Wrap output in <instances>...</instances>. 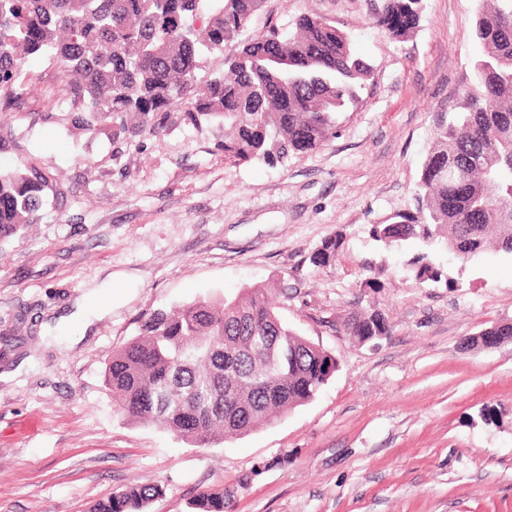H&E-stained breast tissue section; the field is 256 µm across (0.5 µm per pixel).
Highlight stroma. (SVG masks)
<instances>
[{
    "instance_id": "1",
    "label": "stroma",
    "mask_w": 512,
    "mask_h": 512,
    "mask_svg": "<svg viewBox=\"0 0 512 512\" xmlns=\"http://www.w3.org/2000/svg\"><path fill=\"white\" fill-rule=\"evenodd\" d=\"M377 4L265 0L251 19L248 37L315 11L373 68L334 137L274 165L225 160L215 125L172 118L158 140L70 129L60 67L28 60L0 166L53 189L0 244V512H90L134 482L165 487L149 512H189L222 487L234 512H512V343L460 347L512 323V255L438 251L449 281L422 286L412 252L370 232L415 208L434 119L473 83L479 0H423L404 41L373 24ZM337 234L335 262L314 267ZM266 282L337 360L310 402L211 448L117 414L105 364L145 313ZM92 292L85 329L75 312ZM370 309L390 333L360 345L340 321Z\"/></svg>"
}]
</instances>
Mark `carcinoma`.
<instances>
[{"label":"carcinoma","instance_id":"carcinoma-1","mask_svg":"<svg viewBox=\"0 0 512 512\" xmlns=\"http://www.w3.org/2000/svg\"><path fill=\"white\" fill-rule=\"evenodd\" d=\"M264 0H0V103L13 98L27 58L43 55L64 72L74 128L99 134L159 138L164 121L180 118L224 128V157L235 163L282 161L312 152L334 135L336 115L354 104L371 65L350 36L318 14L291 30L272 28L225 59L201 82L205 52L237 38ZM422 0H380L373 22L394 39L417 28ZM474 87L461 110L436 117L421 165L415 210L373 227L388 249L410 248L415 279L445 278L432 253L463 263L494 244L512 255V0H480ZM467 166L469 187L451 169ZM50 181L33 168L0 169V243L37 222ZM337 235L311 256L316 267L336 259ZM276 287L254 285L233 299L200 298L140 319L137 334L112 352L105 387L118 413L152 424L190 447L237 438L312 400L336 371V358L279 316ZM345 335L360 343L389 333L378 311L351 312ZM512 342V323L487 337ZM164 493L131 484L91 512H147ZM230 494L203 490L193 512H228Z\"/></svg>","mask_w":512,"mask_h":512}]
</instances>
